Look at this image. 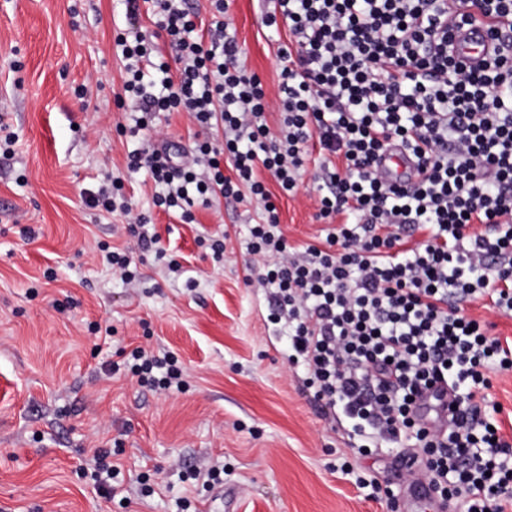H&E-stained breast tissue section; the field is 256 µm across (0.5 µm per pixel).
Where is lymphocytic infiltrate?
<instances>
[{
	"label": "lymphocytic infiltrate",
	"mask_w": 512,
	"mask_h": 512,
	"mask_svg": "<svg viewBox=\"0 0 512 512\" xmlns=\"http://www.w3.org/2000/svg\"><path fill=\"white\" fill-rule=\"evenodd\" d=\"M124 2L130 20L150 4L176 61L161 59L153 35H116L127 61L118 109L134 104L139 131L174 112L197 127L182 160L163 137L129 152L128 172L156 188L153 206L191 224L195 207L255 201L262 218L245 281L267 294L288 332L286 360L303 367L321 416L365 442L427 449L429 484L464 512H512V443L490 398V372L512 369V343L463 309L485 297L512 314V0L485 12L497 47L475 66L453 44L454 26L471 15L449 17L436 0H273L262 24L289 40L277 49L272 93L241 61L227 0H209L205 36L189 0ZM393 147L413 159L410 176L381 170ZM307 178L327 228L296 252L268 184L288 195ZM121 187L99 188L93 207L121 212L140 250L176 270ZM418 231L425 240L397 251ZM130 357L140 386L184 389L171 354ZM438 384L455 408L430 425L419 401Z\"/></svg>",
	"instance_id": "1"
}]
</instances>
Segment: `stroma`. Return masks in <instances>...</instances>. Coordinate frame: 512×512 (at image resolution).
I'll return each mask as SVG.
<instances>
[{"instance_id":"1","label":"stroma","mask_w":512,"mask_h":512,"mask_svg":"<svg viewBox=\"0 0 512 512\" xmlns=\"http://www.w3.org/2000/svg\"><path fill=\"white\" fill-rule=\"evenodd\" d=\"M229 17L247 67L275 85L256 0H232ZM125 25L123 0H0V124L15 135L0 154V512H389L375 485L404 495L410 483L387 443L352 448L347 424L319 415L264 293L244 281L256 203L224 199L184 224L150 207L153 184L133 176L124 194L181 271L147 253L129 283L103 259L99 244L134 241L122 214L85 194L144 142L115 106ZM315 198L309 180L278 196L290 245L320 236ZM210 235L226 238L223 263L196 242ZM98 324L111 336L97 338ZM138 347L178 358L185 388L110 372ZM100 449L109 497L91 478ZM216 462L222 484L191 478Z\"/></svg>"}]
</instances>
